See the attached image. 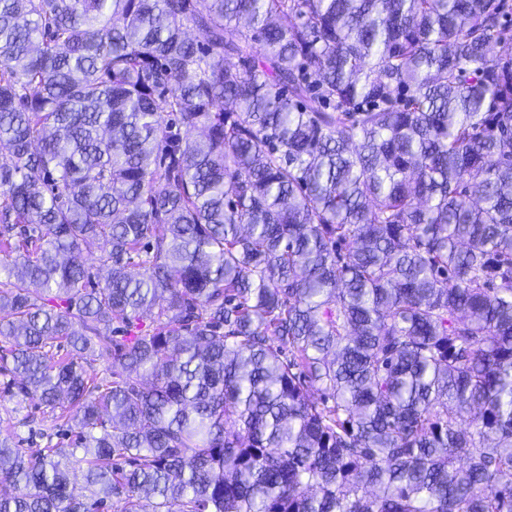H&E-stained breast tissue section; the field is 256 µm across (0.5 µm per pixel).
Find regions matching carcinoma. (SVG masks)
<instances>
[{
    "label": "carcinoma",
    "mask_w": 512,
    "mask_h": 512,
    "mask_svg": "<svg viewBox=\"0 0 512 512\" xmlns=\"http://www.w3.org/2000/svg\"><path fill=\"white\" fill-rule=\"evenodd\" d=\"M505 8L0 0V512H512ZM27 414L34 416L37 420L36 428H41L45 434H52L56 431L55 422L50 414H42V410L35 409L33 405L18 406L14 402L0 401V429L9 428L17 433V441L20 440L19 448H24L27 454H37L41 448H46L47 438H36L28 440V428L18 425V421Z\"/></svg>",
    "instance_id": "obj_1"
}]
</instances>
